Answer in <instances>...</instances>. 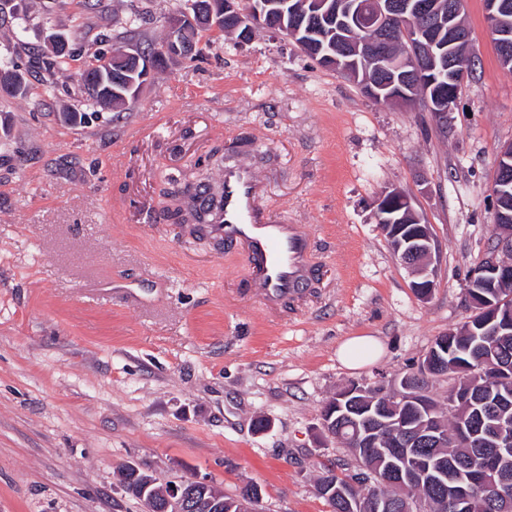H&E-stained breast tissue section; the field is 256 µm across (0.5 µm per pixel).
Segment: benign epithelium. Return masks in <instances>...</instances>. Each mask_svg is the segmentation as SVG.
<instances>
[{
	"label": "benign epithelium",
	"instance_id": "7a95c632",
	"mask_svg": "<svg viewBox=\"0 0 512 512\" xmlns=\"http://www.w3.org/2000/svg\"><path fill=\"white\" fill-rule=\"evenodd\" d=\"M318 4L317 16L332 17L345 11L351 23L358 26L364 33L363 39L351 49L344 52L341 58L331 54L324 58L336 62V70L351 75L358 68V62H363L368 68H391L395 71H405L408 75L422 77L427 70L425 62L436 57L439 49V38H431L424 31L431 27L440 31L448 30V46L455 47L454 55L448 57V111L439 113V117L448 119V112L453 110L456 101L467 81L471 78V68L459 64L461 60L471 58L466 51L470 44L469 31L458 27V18L463 16L466 0H403L397 4L393 0H352L346 4L342 0H315ZM271 3L267 0H251L249 12L254 20L243 32L247 37L253 34V29L262 28L278 37L294 41L303 52H308L309 43L298 39L299 31L284 25L270 27L267 25L268 9ZM486 27L492 38L501 36L499 29L503 17L501 6L497 0H484ZM224 20L223 13L214 8H204L198 5L192 11L174 13L167 20V41L162 48L165 57L170 59L188 58L189 39L191 34L200 29L217 30ZM390 38H396L405 44L403 56L392 59L383 50V44ZM112 67L119 68L127 63L136 62L135 71L141 72V78L147 79L154 72V56L148 53H136L130 46L113 49L109 56ZM496 168L500 174L492 182L491 191L495 203H500L505 196L506 188L512 184L509 173L512 172V143L503 145L498 150ZM413 214L415 210L410 197L402 190H385L381 193L375 210L378 228L391 242L402 263L415 270L418 280L412 288L423 290L422 297L431 295L436 282L434 271L430 269L434 238L429 226H421L416 230L405 231L401 225L381 223V217L387 213ZM494 235L496 245L484 258L483 262L474 267L468 274L465 287L471 301L480 305L481 295L478 289L485 284L512 282V263L499 257V254H512V225L495 224ZM422 372L404 374L398 384L389 391L388 399L393 402H420L417 384L422 375L429 374L428 364L421 365ZM354 395L362 396L367 406L360 410L363 425L356 428V440L377 448V452L385 463L383 472L376 473L379 481L394 487L407 489L419 479L444 489L448 483L458 487L466 484L464 475L459 474L453 480H448V474L439 469H421L420 460L415 450L405 444L398 448H379V432L388 425L383 419V406L377 403L382 397L373 393L366 384L353 383L344 388L339 399L346 400ZM447 419L429 416L420 432L432 435V439L441 446H448V433L445 432ZM492 445L496 448L499 458H512V422L502 421L490 436ZM140 499L147 505L145 512H224V507L239 506L256 512V506L261 497H251L247 500L236 496L224 498L222 494L199 498L195 494V486L208 485L204 479L193 478L182 484L167 486L159 489L154 482L146 477L142 480ZM496 499L504 505V510L512 508V478L505 476L496 488ZM442 507L451 512H469V495L462 491L449 494L442 492Z\"/></svg>",
	"mask_w": 512,
	"mask_h": 512
}]
</instances>
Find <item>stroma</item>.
I'll use <instances>...</instances> for the list:
<instances>
[{
  "label": "stroma",
  "instance_id": "stroma-1",
  "mask_svg": "<svg viewBox=\"0 0 512 512\" xmlns=\"http://www.w3.org/2000/svg\"><path fill=\"white\" fill-rule=\"evenodd\" d=\"M11 6L25 30L0 25V53L28 91L0 92V512H143L129 465L227 496L256 484L260 512H328L317 478L348 451L322 407L354 381L390 387L472 314L465 278L493 240L489 188L512 142V74L484 0L466 2L479 65L444 123L262 29L246 43L200 33L194 58L103 111L81 86L86 57L132 27L159 42L187 0ZM54 32L75 52L63 75L48 71ZM221 159L249 165L261 207L312 235L311 291L279 311L238 251L163 216L168 179L218 185ZM389 188L431 227L429 297L375 224ZM123 282L137 300L114 292ZM352 336L381 355L346 367L336 351Z\"/></svg>",
  "mask_w": 512,
  "mask_h": 512
}]
</instances>
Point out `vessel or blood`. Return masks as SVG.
I'll return each mask as SVG.
<instances>
[{
  "label": "vessel or blood",
  "instance_id": "b4317fda",
  "mask_svg": "<svg viewBox=\"0 0 512 512\" xmlns=\"http://www.w3.org/2000/svg\"><path fill=\"white\" fill-rule=\"evenodd\" d=\"M262 192L253 170L235 163L225 164L218 195L204 186L197 190L199 203L210 210L203 233L217 244L241 250L260 302L276 310L310 286L312 242L303 225L261 209Z\"/></svg>",
  "mask_w": 512,
  "mask_h": 512
}]
</instances>
